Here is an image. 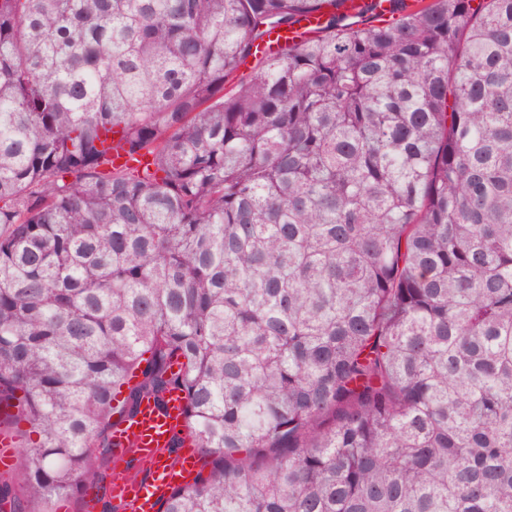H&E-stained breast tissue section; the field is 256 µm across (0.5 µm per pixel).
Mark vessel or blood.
Wrapping results in <instances>:
<instances>
[{"label":"vessel or blood","mask_w":512,"mask_h":512,"mask_svg":"<svg viewBox=\"0 0 512 512\" xmlns=\"http://www.w3.org/2000/svg\"><path fill=\"white\" fill-rule=\"evenodd\" d=\"M337 14L364 15L384 21L392 15L391 0H338ZM326 16L304 15L287 27L272 28L255 45L257 54L298 44L321 32ZM186 398L181 391L167 393L164 406L144 399L137 414L118 420L112 429L114 478L110 494L118 512H159L173 489L191 485L200 470V455L190 434ZM177 454H169L172 440Z\"/></svg>","instance_id":"1"}]
</instances>
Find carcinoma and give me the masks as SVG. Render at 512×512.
Listing matches in <instances>:
<instances>
[{
	"instance_id": "cac0c4a2",
	"label": "carcinoma",
	"mask_w": 512,
	"mask_h": 512,
	"mask_svg": "<svg viewBox=\"0 0 512 512\" xmlns=\"http://www.w3.org/2000/svg\"><path fill=\"white\" fill-rule=\"evenodd\" d=\"M393 2L0 0V508L179 389L160 512H512V0ZM387 21L393 16L392 2L389 0H340L336 3V14L351 18H361V15ZM326 23V16L322 12L306 14L300 20L288 27L272 28L268 34L255 44L257 55L266 52L288 48L321 32Z\"/></svg>"
}]
</instances>
